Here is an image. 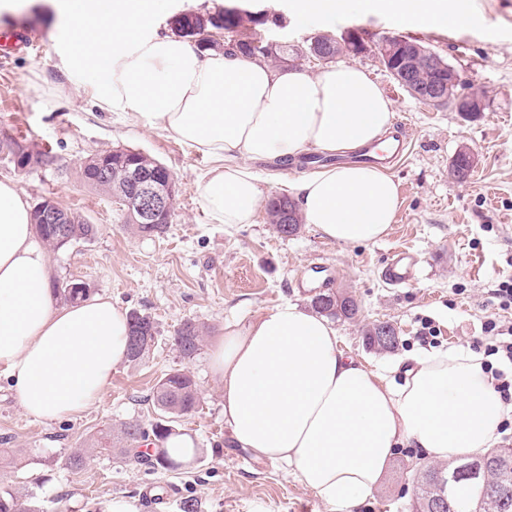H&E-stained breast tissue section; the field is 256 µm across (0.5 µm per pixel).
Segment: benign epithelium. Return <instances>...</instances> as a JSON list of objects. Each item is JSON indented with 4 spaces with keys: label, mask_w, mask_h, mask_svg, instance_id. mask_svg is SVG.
Returning <instances> with one entry per match:
<instances>
[{
    "label": "benign epithelium",
    "mask_w": 512,
    "mask_h": 512,
    "mask_svg": "<svg viewBox=\"0 0 512 512\" xmlns=\"http://www.w3.org/2000/svg\"><path fill=\"white\" fill-rule=\"evenodd\" d=\"M346 45L356 54L371 52L372 45L355 30L343 34ZM413 46L403 35H388L386 41L380 45V61L390 75L402 86L410 90L412 95L427 104L439 106L445 102L453 103L457 112H482L486 108L483 99L459 95L454 88L462 81V77L451 65L431 52L423 54L425 65L431 70L440 71V75L424 83L418 81L416 69L417 62L406 53V48ZM133 183L130 193L114 197L133 223L146 227L152 224L169 223L172 214L174 177L169 175L157 180L146 178L134 170L129 173ZM37 222L40 224H54L56 230L66 233L65 224L69 223V214L53 199L47 198L35 207Z\"/></svg>",
    "instance_id": "1"
}]
</instances>
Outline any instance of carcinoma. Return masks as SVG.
Here are the masks:
<instances>
[{
  "mask_svg": "<svg viewBox=\"0 0 512 512\" xmlns=\"http://www.w3.org/2000/svg\"><path fill=\"white\" fill-rule=\"evenodd\" d=\"M282 17L269 13L259 7L242 8L241 0H225L223 7L211 12H179L171 17L169 26L173 33L181 38L195 41L201 49H221L226 53L240 54L246 58L262 61L276 67L288 59H310L313 57L312 43L329 44L331 56L345 52L341 45H336L332 35L325 34L310 39V43L297 45L269 42L255 32L259 25L271 23L280 25ZM221 31L223 41L211 37L212 31ZM155 158L149 155L132 154L122 158L112 155V179L102 180L95 177L88 167H82V178L86 184L112 195L126 193V166H136L154 170L162 175L161 169L154 168ZM294 216V228L291 231L281 224L279 203L276 199L268 200L266 210L269 222L282 236L297 234L303 224L298 206L288 196H283ZM72 223L68 225L70 239L68 243L88 240L94 235V225L85 224L80 216L70 213ZM311 307L319 314L331 318L352 320L358 313L356 301L351 296L337 295L333 292L318 293L310 301ZM130 327L142 323L150 331L140 351L129 354V361L138 362L149 353L155 345L157 330L151 316L133 310L129 314ZM365 344L376 350H393L398 345V335H393L389 342H384L378 325L374 324L363 330ZM203 330L194 320L184 321L175 330L172 345L185 359L193 358L201 349ZM200 403L197 384L186 369H173L165 373L155 385L153 404L160 411L159 418L149 426L139 422L122 424L117 442L124 444L118 449L121 456L141 457L140 441L153 439L154 465L170 469L174 463L190 456L185 452L175 455V449L165 447V442L174 433L172 422L175 419L195 411ZM112 455V432H102L89 446L78 448L65 458V466L71 470L83 469L96 457ZM415 487L413 512H512V448H490L483 455L456 461L445 467L427 466L419 470ZM0 512H42L32 502L21 500L13 492L0 491Z\"/></svg>",
  "mask_w": 512,
  "mask_h": 512,
  "instance_id": "1",
  "label": "carcinoma"
}]
</instances>
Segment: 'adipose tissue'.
I'll list each match as a JSON object with an SVG mask.
<instances>
[{"label":"adipose tissue","mask_w":512,"mask_h":512,"mask_svg":"<svg viewBox=\"0 0 512 512\" xmlns=\"http://www.w3.org/2000/svg\"><path fill=\"white\" fill-rule=\"evenodd\" d=\"M40 1L54 15L61 67L100 109L131 111L215 159L198 191L218 223L253 222L262 191L249 161L354 150L389 131L393 103L361 67L312 76L199 50L156 28L167 0H0V12ZM381 6L398 20L413 11L437 25L465 20L446 0H301L298 14ZM290 190L304 223L347 245L383 238L400 205L394 181L367 165L325 168ZM30 213L17 183L0 179V374L23 411L56 421L100 398L128 358L129 320L107 297L57 303ZM484 360L469 348L433 349L389 381L343 353L332 323L291 302L211 344L234 441L286 463L341 512L377 490L396 448L447 463L494 446L505 405Z\"/></svg>","instance_id":"obj_1"}]
</instances>
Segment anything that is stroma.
Wrapping results in <instances>:
<instances>
[{"label":"stroma","mask_w":512,"mask_h":512,"mask_svg":"<svg viewBox=\"0 0 512 512\" xmlns=\"http://www.w3.org/2000/svg\"><path fill=\"white\" fill-rule=\"evenodd\" d=\"M295 3L262 0L286 19L282 27H259L262 38L302 46L317 35L351 29L370 40L404 35L438 53L485 94L484 112L465 116L412 97L374 54L342 56V63L364 68L381 85L394 121L410 134L404 157L388 171L400 207L378 242L339 244L310 224L285 238L263 210L251 224L217 223L203 209L197 187L214 165L211 158L125 112L95 107L58 68L42 18L0 15V31H22L32 41L0 57V139L23 140L54 157L52 164L20 171L0 153V178L15 180L29 202L54 199L94 224L90 240L53 252L55 278L86 282L91 295L150 315L158 331L151 351L140 362L119 365L96 404L72 419L48 423L26 414L0 376L1 490L37 502L42 512H52L58 499L69 512H112L116 502L148 512L151 492L168 499L160 512H181L187 498L198 501L200 512H334L289 467L235 443L224 425L222 389L209 370L208 351L184 360L171 343L178 324L195 320L209 340L226 325L286 301L306 306L319 293L349 295L360 311L356 319L336 320L340 347L383 375L427 350L423 326L433 328L437 348L449 349L481 339L487 317L512 325V308H498L491 297L500 282L512 279V0H469L467 21L443 28L420 14L397 26L382 11L304 19ZM463 147L477 160L470 177L459 181L451 168ZM119 148L147 153L173 173L176 207L164 234H134L119 205L83 182L87 158ZM401 245L417 250L421 270L410 286L393 288L381 271ZM379 321L396 327L395 351L366 346L364 329ZM181 368L192 373L200 396L197 410L173 424L194 441L197 456L190 465L172 471L145 459L103 456L81 470L66 468V456L101 430L155 420L154 387L163 373ZM428 464L420 449H397L380 487L355 512H412L410 472Z\"/></svg>","instance_id":"stroma-1"}]
</instances>
